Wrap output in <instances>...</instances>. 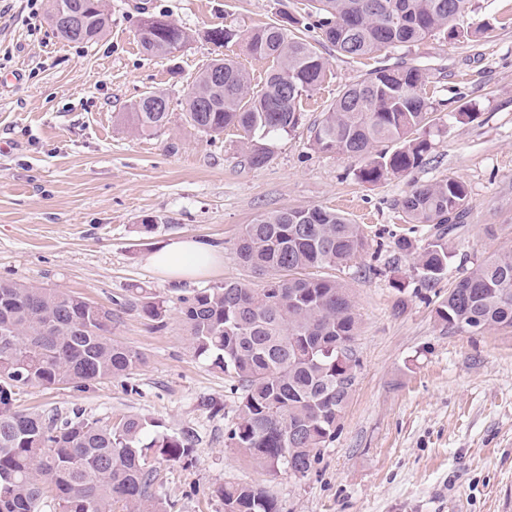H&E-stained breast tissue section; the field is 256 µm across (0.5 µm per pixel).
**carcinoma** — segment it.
Returning <instances> with one entry per match:
<instances>
[{"label": "carcinoma", "instance_id": "carcinoma-1", "mask_svg": "<svg viewBox=\"0 0 512 512\" xmlns=\"http://www.w3.org/2000/svg\"><path fill=\"white\" fill-rule=\"evenodd\" d=\"M471 0H308L307 29L317 30L336 55L373 58L442 35L468 38L458 27ZM49 19L67 41H96L109 23L104 0H51ZM288 13L247 34L251 55L272 62L262 83L229 55L213 60L195 78L181 105L198 132L218 137L240 132L243 155L256 168L271 157L270 142L297 129L303 100L327 76L317 47L297 34ZM141 47L152 56H174L188 43L183 28L162 16L138 23ZM218 47L241 37L230 25L207 34ZM427 80L415 66H381L345 87L311 131L314 148L360 162L357 177L377 183L423 163L431 149L427 129L436 124ZM170 121V96L141 94L124 115L139 136L161 132ZM390 143L386 150L382 145ZM466 186L453 178L414 184L398 201L404 221L432 224L420 248L417 283L429 290L452 258L448 239L465 213ZM360 225L323 207H288L244 225L236 255L268 274L260 288L234 281L180 299L194 356L235 378L241 390L228 447L256 466L306 476L322 448L336 436L356 380L357 320L346 288L325 268L360 254ZM142 312L161 323L164 301L138 292ZM450 329L482 332L512 327V250L471 268L448 289L435 310ZM112 309L73 292L0 278V512H169L155 490L146 451L173 462L192 460L193 438L169 435L140 415L104 420L76 408L45 417L16 406L28 387L83 389L129 376L143 355L112 340ZM224 512H278L262 488L225 484L216 490Z\"/></svg>", "mask_w": 512, "mask_h": 512}]
</instances>
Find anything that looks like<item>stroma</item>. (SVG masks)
Returning a JSON list of instances; mask_svg holds the SVG:
<instances>
[{
	"mask_svg": "<svg viewBox=\"0 0 512 512\" xmlns=\"http://www.w3.org/2000/svg\"><path fill=\"white\" fill-rule=\"evenodd\" d=\"M112 27L97 43L60 40L49 0H0V277L77 293L111 308L113 340L138 350L133 374L84 390L30 387L20 409L45 415L82 409L96 418L137 413L171 435L193 437V460L148 462L172 512H224L215 490L257 485L278 512H512V329H448L435 309L453 282L492 253L512 250V0H472L458 20L466 40L441 36L386 50L379 58L319 51L328 66L295 132L249 166L234 131L198 133L174 107L154 136L131 134L122 114L150 89L181 99L218 54L211 28L247 33L303 18V0H107ZM186 30L171 59L145 55L141 11ZM407 62L426 72L441 106L431 150L411 172L362 182L357 164L313 149L310 130L340 92L377 65ZM470 115H462V108ZM451 177L468 190L467 214L449 236L448 273L416 296L415 246L433 232L405 223L397 202L413 184ZM319 206L360 225L364 252L336 270L358 318L359 365L334 440L304 477L271 473L227 447L240 393L227 373L198 360L180 297L266 277L243 264L234 244L264 212ZM407 238L411 251L394 242ZM176 238L208 241L224 265L207 277L173 280L148 258ZM165 300L149 321L131 291Z\"/></svg>",
	"mask_w": 512,
	"mask_h": 512,
	"instance_id": "1",
	"label": "stroma"
}]
</instances>
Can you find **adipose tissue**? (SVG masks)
Wrapping results in <instances>:
<instances>
[{"instance_id": "1", "label": "adipose tissue", "mask_w": 512, "mask_h": 512, "mask_svg": "<svg viewBox=\"0 0 512 512\" xmlns=\"http://www.w3.org/2000/svg\"><path fill=\"white\" fill-rule=\"evenodd\" d=\"M150 265L172 279L205 276L221 264L219 250L208 243L190 238L169 241L149 258Z\"/></svg>"}]
</instances>
